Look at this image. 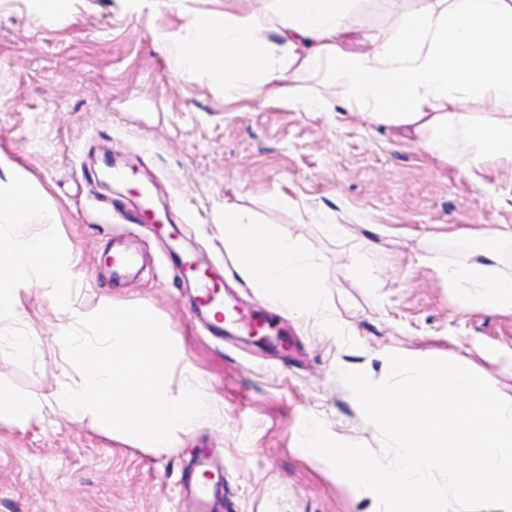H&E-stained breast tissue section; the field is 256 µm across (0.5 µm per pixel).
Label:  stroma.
<instances>
[{
    "label": "stroma",
    "instance_id": "obj_1",
    "mask_svg": "<svg viewBox=\"0 0 512 512\" xmlns=\"http://www.w3.org/2000/svg\"><path fill=\"white\" fill-rule=\"evenodd\" d=\"M223 9L224 0H179L133 13L124 0H68L64 14L39 20L31 0H0V155L10 161L0 185L18 165L54 212L77 259L78 307L91 313L104 297L150 303L214 401L173 448L125 442L91 414L70 420L60 394L75 371L56 342L67 321L48 287L32 285L0 326L27 331L39 353L25 362L0 347V391L43 409L24 427L0 420V512H190L181 477L201 451L224 470L222 512H375L370 493L299 452L309 416L337 440L380 450L340 370L377 381L388 355L437 358L476 365L492 387L512 389L476 352L512 349V316L460 309L437 271L468 258L447 232L512 224V175L492 169L473 180L394 128L343 112V81L324 70L298 77L307 95L327 98V111L313 114L228 97L209 73L182 80L154 30L180 32L196 11ZM108 154L151 186L177 240L132 223V188L103 187L98 163ZM275 190L286 201L272 208ZM228 199L299 238L332 285L336 332L283 314L238 275L220 234ZM333 218L352 235L327 236ZM176 241L219 268L236 307L268 317L266 343L209 336ZM117 244L139 254L140 274L113 278L106 259Z\"/></svg>",
    "mask_w": 512,
    "mask_h": 512
}]
</instances>
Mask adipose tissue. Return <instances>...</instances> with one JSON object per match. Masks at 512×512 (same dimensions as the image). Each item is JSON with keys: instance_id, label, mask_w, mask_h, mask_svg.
<instances>
[{"instance_id": "obj_1", "label": "adipose tissue", "mask_w": 512, "mask_h": 512, "mask_svg": "<svg viewBox=\"0 0 512 512\" xmlns=\"http://www.w3.org/2000/svg\"><path fill=\"white\" fill-rule=\"evenodd\" d=\"M393 32L350 47V20L362 0H224L223 12L195 13L181 33L158 32L184 80L223 71L224 88L256 101L322 112L306 98L300 72L328 69L346 84L343 111L399 129L431 158L463 162L473 179L512 169V0H413ZM224 247L243 274L284 311L322 315L330 283L298 238L224 204ZM472 261L440 267L462 307L512 314V276L496 269L512 225L465 232Z\"/></svg>"}]
</instances>
